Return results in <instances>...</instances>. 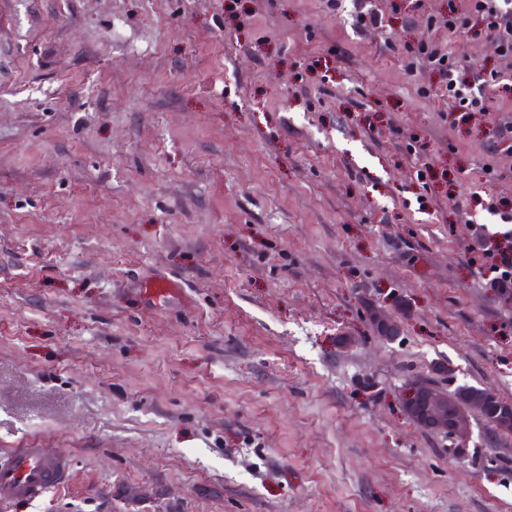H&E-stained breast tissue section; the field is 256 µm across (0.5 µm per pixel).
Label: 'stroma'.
Segmentation results:
<instances>
[{
  "label": "stroma",
  "mask_w": 512,
  "mask_h": 512,
  "mask_svg": "<svg viewBox=\"0 0 512 512\" xmlns=\"http://www.w3.org/2000/svg\"><path fill=\"white\" fill-rule=\"evenodd\" d=\"M373 2L379 34L349 0H0V463L70 457L0 512H512V432L468 410L460 459L405 408L424 380L512 403L470 250L512 82L455 119L403 48L464 0ZM353 24L360 31L381 30L384 28V16L372 9L370 0H351ZM69 469L70 459L57 448H16L0 467V486L17 499L34 501L59 486Z\"/></svg>",
  "instance_id": "obj_1"
}]
</instances>
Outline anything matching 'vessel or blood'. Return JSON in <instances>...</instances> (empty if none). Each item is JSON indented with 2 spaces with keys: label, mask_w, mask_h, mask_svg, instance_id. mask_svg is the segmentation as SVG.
<instances>
[{
  "label": "vessel or blood",
  "mask_w": 512,
  "mask_h": 512,
  "mask_svg": "<svg viewBox=\"0 0 512 512\" xmlns=\"http://www.w3.org/2000/svg\"><path fill=\"white\" fill-rule=\"evenodd\" d=\"M68 456L54 448H17L0 466V486L14 497L34 501L59 486L69 473Z\"/></svg>",
  "instance_id": "vessel-or-blood-1"
}]
</instances>
